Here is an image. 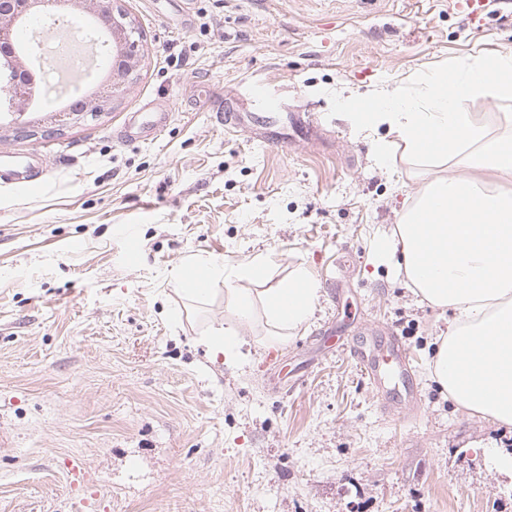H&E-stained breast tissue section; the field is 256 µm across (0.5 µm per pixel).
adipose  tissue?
<instances>
[{
    "label": "adipose tissue",
    "mask_w": 512,
    "mask_h": 512,
    "mask_svg": "<svg viewBox=\"0 0 512 512\" xmlns=\"http://www.w3.org/2000/svg\"><path fill=\"white\" fill-rule=\"evenodd\" d=\"M416 95L384 87L344 102L359 132L384 125L402 146L377 145L388 164L402 160L422 176L391 237L378 240L423 303L452 310L446 336L430 362L432 379L468 415L512 425V114L499 129L485 125L466 101L512 99V49L422 72ZM266 257L227 270L202 259L187 264L179 281L189 298L223 282L233 325L202 337L211 358L239 353L240 327L264 315L276 341L307 326L321 294L309 266L298 265L275 286L254 289Z\"/></svg>",
    "instance_id": "ef3b65f1"
}]
</instances>
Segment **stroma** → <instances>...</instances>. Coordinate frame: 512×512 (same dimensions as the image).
<instances>
[{
	"instance_id": "obj_1",
	"label": "stroma",
	"mask_w": 512,
	"mask_h": 512,
	"mask_svg": "<svg viewBox=\"0 0 512 512\" xmlns=\"http://www.w3.org/2000/svg\"><path fill=\"white\" fill-rule=\"evenodd\" d=\"M122 7L146 60L111 109L60 120L49 76L25 116L34 137L0 129V156L47 163L31 192L0 183V512H75L74 457L100 512H512V471L487 455L512 452V426L469 416L430 377L451 311L374 254L421 180L383 166L374 143L391 132L356 131L339 101L512 47V0ZM255 81L281 111L319 113L320 138L227 133L216 113L244 111ZM149 103L168 106L165 129L122 140ZM260 255L270 284L312 268L314 315L282 342L256 319L244 358L210 360L200 338L230 319L224 286L195 302L177 273L195 256L230 269ZM366 326L409 350L417 414H382L356 363L324 343Z\"/></svg>"
}]
</instances>
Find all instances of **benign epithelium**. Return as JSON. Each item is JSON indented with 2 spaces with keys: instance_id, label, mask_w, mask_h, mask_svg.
<instances>
[{
  "instance_id": "benign-epithelium-1",
  "label": "benign epithelium",
  "mask_w": 512,
  "mask_h": 512,
  "mask_svg": "<svg viewBox=\"0 0 512 512\" xmlns=\"http://www.w3.org/2000/svg\"><path fill=\"white\" fill-rule=\"evenodd\" d=\"M77 13L102 18L110 16L112 39V78L114 87L134 79L145 63L144 37L128 14L118 6V0H66ZM52 13V0H0V83L5 90L4 111L11 117L13 129L25 128L22 117L34 98L32 86L21 80V74L31 68L28 56L11 52L10 45L17 23L35 16L43 24ZM111 94L101 93L75 101L66 115L75 119L85 114L95 115L108 110Z\"/></svg>"
}]
</instances>
